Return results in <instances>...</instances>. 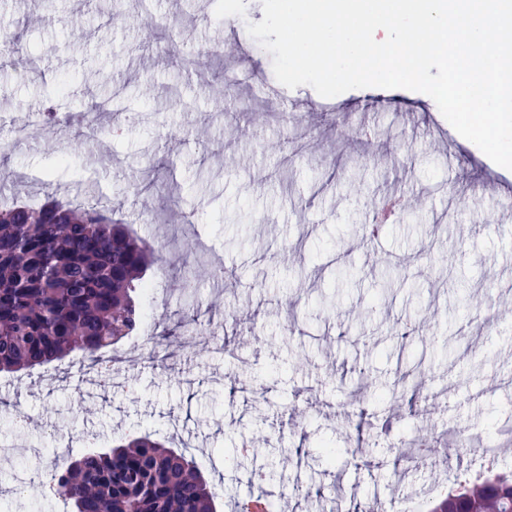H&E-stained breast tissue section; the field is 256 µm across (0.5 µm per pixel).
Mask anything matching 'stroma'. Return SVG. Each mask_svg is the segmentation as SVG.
<instances>
[{
  "label": "stroma",
  "mask_w": 512,
  "mask_h": 512,
  "mask_svg": "<svg viewBox=\"0 0 512 512\" xmlns=\"http://www.w3.org/2000/svg\"><path fill=\"white\" fill-rule=\"evenodd\" d=\"M32 14L42 23L23 29ZM262 18L261 0H0V32L19 35L33 62L0 66V139L12 142L1 165L13 174L0 196L81 200L95 187L161 251L142 304L154 334L176 331L163 360L123 339L108 376L79 353L0 372V512H71L44 478L14 496L17 476L140 433L192 458L222 488L219 512L252 498L317 512L329 494L334 512H429L433 484L471 476L479 458L443 453L432 472L408 462L407 444L495 443L512 426V170L421 92L324 98L304 85L273 102L272 56L247 31ZM170 37L208 49L209 67L166 62ZM91 99L100 140L46 128L12 141L46 108L65 118ZM356 126L365 136L344 140ZM160 158L171 197L152 170ZM403 194L417 206L367 236L379 200ZM179 230L213 247L224 277L169 248ZM375 251L385 264L370 263ZM192 303L200 323L181 325ZM210 332L230 336L229 351ZM423 398L440 413H416ZM245 443L251 458L228 466Z\"/></svg>",
  "instance_id": "stroma-1"
}]
</instances>
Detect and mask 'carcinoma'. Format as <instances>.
I'll return each mask as SVG.
<instances>
[{
  "instance_id": "obj_1",
  "label": "carcinoma",
  "mask_w": 512,
  "mask_h": 512,
  "mask_svg": "<svg viewBox=\"0 0 512 512\" xmlns=\"http://www.w3.org/2000/svg\"><path fill=\"white\" fill-rule=\"evenodd\" d=\"M26 56L6 36L1 61ZM182 249L224 267L187 238ZM162 257L112 218L109 206L49 199L0 203V372L43 367L80 352L97 365L144 319L146 271ZM73 512H216L218 493L193 462L149 435L91 449L51 475ZM512 512V479L492 471L457 482L433 512Z\"/></svg>"
}]
</instances>
